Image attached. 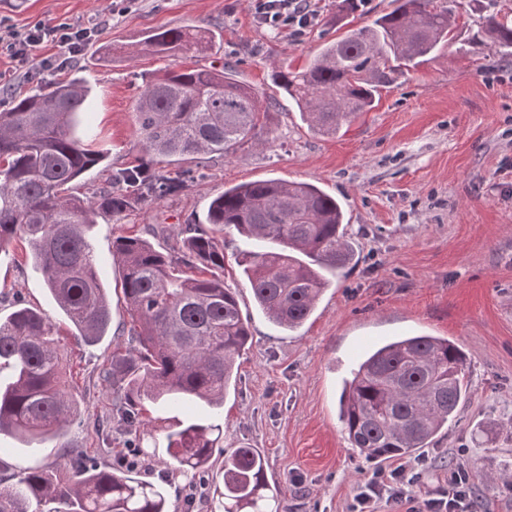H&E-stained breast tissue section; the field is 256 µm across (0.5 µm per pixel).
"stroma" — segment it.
<instances>
[{
    "label": "stroma",
    "instance_id": "35a3bbf8",
    "mask_svg": "<svg viewBox=\"0 0 512 512\" xmlns=\"http://www.w3.org/2000/svg\"><path fill=\"white\" fill-rule=\"evenodd\" d=\"M110 0H0V24L15 29L41 21L80 23L95 34L71 66L33 63L24 77L0 56V99L79 76L92 93L81 115L109 151L86 172L74 194L92 188L143 156L133 116L143 77L172 68H222L259 93L274 141L246 145L227 158L205 155L173 162L171 174L191 172L193 185L152 206L135 205L121 220L100 216L89 235L105 257L112 326L88 345L74 335L32 268L25 241L0 253V316L16 304L54 314L65 338L68 390L76 402L68 438L78 450L110 464L122 440L104 449L98 428L113 396L98 381L113 346L126 340L129 320L121 270L110 263L119 236L149 239L160 252L178 254L182 228L201 224L210 199L224 188L263 179L308 182L343 204L355 260L333 276L315 312L299 330L277 328L255 307L249 282L235 262L247 241L224 231V284L247 316L252 344L238 360L234 391L215 418L228 448L247 446L266 460L270 485L288 512H349L358 487L374 473L415 467L423 476L413 496L448 487L457 468L470 475L477 512H512V493L488 490L486 476L512 463V55L491 49L467 53L480 16L512 22V0H458L454 39L427 63L381 89L372 111L333 137L314 134L272 81L275 68L299 70L327 41L389 12L391 0H319L315 23L298 35L257 24L250 0H133L121 14ZM178 28L209 31L204 51L139 52L136 39ZM438 336L467 356L470 397L448 431L411 457L365 460L352 448L339 418V398L350 368L377 344L409 335ZM204 410L193 403L146 402L139 434L163 445L167 427ZM60 449L32 448L0 435L8 472L56 469ZM144 480L165 482L170 512H211L207 498L187 505L190 477L174 473L165 453L144 459Z\"/></svg>",
    "mask_w": 512,
    "mask_h": 512
}]
</instances>
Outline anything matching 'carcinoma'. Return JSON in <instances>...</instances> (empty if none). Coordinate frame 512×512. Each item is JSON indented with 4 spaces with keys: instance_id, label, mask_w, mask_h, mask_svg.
Returning a JSON list of instances; mask_svg holds the SVG:
<instances>
[{
    "instance_id": "carcinoma-1",
    "label": "carcinoma",
    "mask_w": 512,
    "mask_h": 512,
    "mask_svg": "<svg viewBox=\"0 0 512 512\" xmlns=\"http://www.w3.org/2000/svg\"><path fill=\"white\" fill-rule=\"evenodd\" d=\"M393 9L371 25L328 42L298 72L275 71L276 84L312 131L334 136L375 107L379 88L418 67L453 37L454 2L392 0ZM206 31L191 36L173 28L145 36L153 53L181 46L198 50ZM471 48L512 49V25L484 18ZM89 87L63 82L13 102L0 112V251L26 238L35 271L75 336L94 343L106 335L112 313L87 229L100 214L120 218L132 204L152 205L188 187L193 177H172L163 164L184 157H227L249 141L269 136L260 125L256 90L238 79L235 65L173 70L147 82L133 105L147 159L117 171L86 201L70 193L82 174L106 159L77 135ZM206 222L183 229L184 250L174 259L139 236L112 242L121 266L131 321L127 345L117 344L100 380L118 395L117 417L104 439L143 424L145 401L197 400L216 410L236 358L252 334L224 279V248L215 227H232L257 245L237 265L253 298L276 326L295 330L330 285L325 273L354 256L344 212L336 198L309 183L262 180L224 189L211 200ZM13 379L0 386V433L13 430L39 446L67 448L73 410L64 375V347L54 318L18 305L0 317V361ZM467 359L446 338L417 335L387 342L344 381L340 418L352 447L368 459L398 458L425 448L458 416L468 395ZM165 451L174 469L202 480L218 512H285L253 448H224L212 426L190 422L167 431ZM224 456L217 479L209 469ZM62 472L30 468L0 481V512H169L166 488L117 462L100 468L87 454L62 455Z\"/></svg>"
}]
</instances>
